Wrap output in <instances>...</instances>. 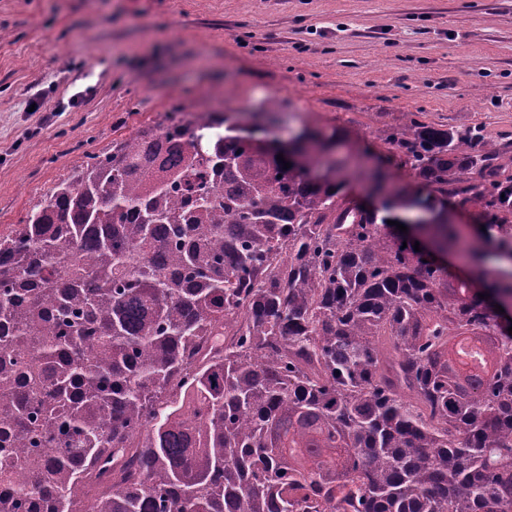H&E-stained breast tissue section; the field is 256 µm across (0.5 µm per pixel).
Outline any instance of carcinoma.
Masks as SVG:
<instances>
[{
  "label": "carcinoma",
  "instance_id": "carcinoma-1",
  "mask_svg": "<svg viewBox=\"0 0 512 512\" xmlns=\"http://www.w3.org/2000/svg\"><path fill=\"white\" fill-rule=\"evenodd\" d=\"M347 142L169 119L0 233V512H512V143Z\"/></svg>",
  "mask_w": 512,
  "mask_h": 512
}]
</instances>
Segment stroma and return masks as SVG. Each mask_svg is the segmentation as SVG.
I'll return each mask as SVG.
<instances>
[{
	"label": "stroma",
	"instance_id": "stroma-1",
	"mask_svg": "<svg viewBox=\"0 0 512 512\" xmlns=\"http://www.w3.org/2000/svg\"><path fill=\"white\" fill-rule=\"evenodd\" d=\"M201 100L379 153L411 116L512 142V0H0V231Z\"/></svg>",
	"mask_w": 512,
	"mask_h": 512
}]
</instances>
